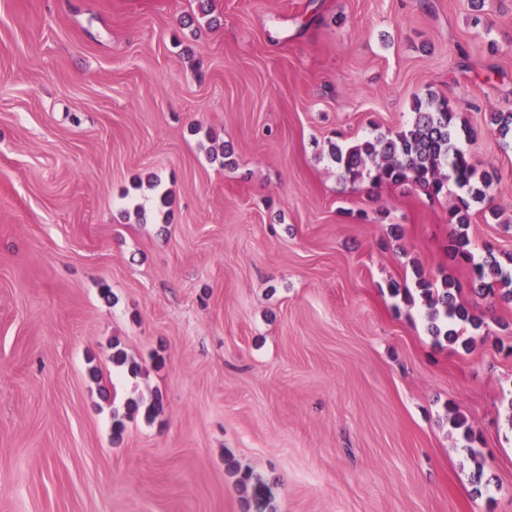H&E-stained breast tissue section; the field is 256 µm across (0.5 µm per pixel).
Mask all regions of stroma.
I'll use <instances>...</instances> for the list:
<instances>
[{
    "label": "stroma",
    "instance_id": "obj_1",
    "mask_svg": "<svg viewBox=\"0 0 512 512\" xmlns=\"http://www.w3.org/2000/svg\"><path fill=\"white\" fill-rule=\"evenodd\" d=\"M432 95L508 264L512 0H0V512H255L228 454L276 512H512V302L455 194L329 157ZM418 268L481 327L431 336Z\"/></svg>",
    "mask_w": 512,
    "mask_h": 512
}]
</instances>
